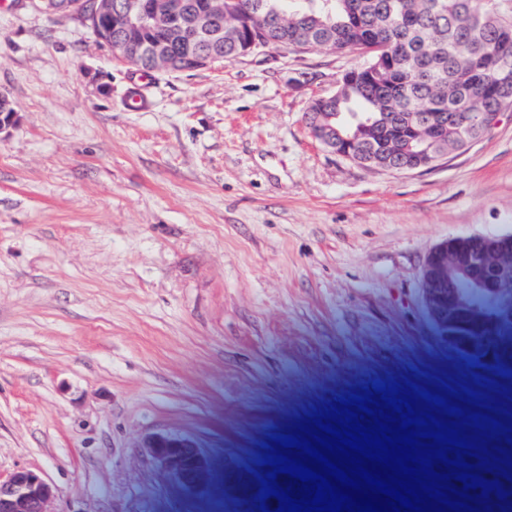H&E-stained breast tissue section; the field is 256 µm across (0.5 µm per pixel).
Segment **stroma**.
<instances>
[{"instance_id":"obj_1","label":"stroma","mask_w":512,"mask_h":512,"mask_svg":"<svg viewBox=\"0 0 512 512\" xmlns=\"http://www.w3.org/2000/svg\"><path fill=\"white\" fill-rule=\"evenodd\" d=\"M272 49L141 88L72 16L0 9V476L52 485L50 512H249L224 471L265 476L271 437L374 382L495 402L478 458L512 507V375L439 338L430 249L512 232V120L415 171L336 157L305 122L361 64ZM207 456L189 491L149 434Z\"/></svg>"}]
</instances>
